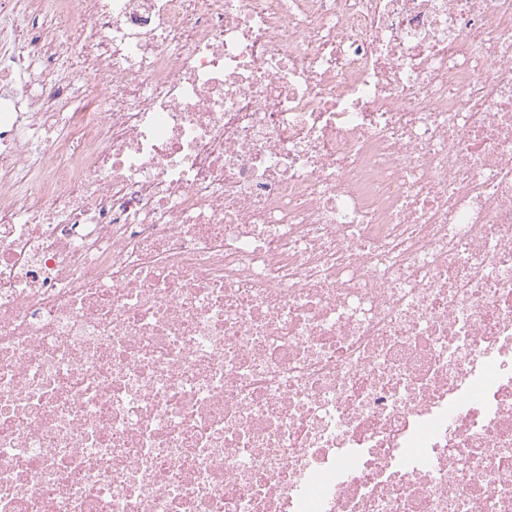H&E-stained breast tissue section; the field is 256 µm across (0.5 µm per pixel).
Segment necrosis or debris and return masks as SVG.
<instances>
[{"instance_id":"4bbe7bcc","label":"necrosis or debris","mask_w":512,"mask_h":512,"mask_svg":"<svg viewBox=\"0 0 512 512\" xmlns=\"http://www.w3.org/2000/svg\"><path fill=\"white\" fill-rule=\"evenodd\" d=\"M29 2L0 512H512V0Z\"/></svg>"}]
</instances>
